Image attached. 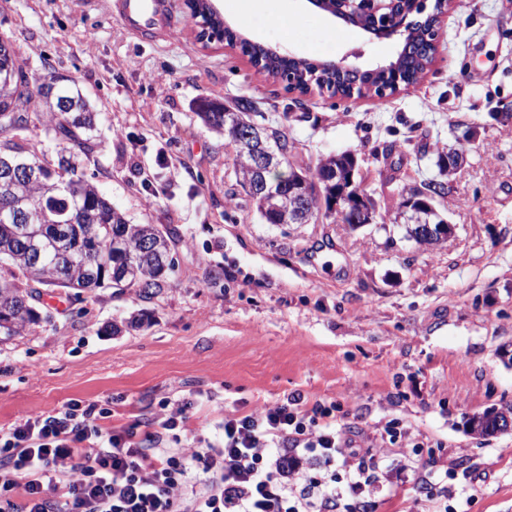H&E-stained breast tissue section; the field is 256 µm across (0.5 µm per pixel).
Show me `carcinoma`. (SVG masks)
<instances>
[{"label": "carcinoma", "mask_w": 512, "mask_h": 512, "mask_svg": "<svg viewBox=\"0 0 512 512\" xmlns=\"http://www.w3.org/2000/svg\"><path fill=\"white\" fill-rule=\"evenodd\" d=\"M435 18L410 31L406 37L410 51L396 58V69L364 73L360 84L366 93L380 100L391 95L393 73L412 85L418 82L436 51ZM224 40L239 46L260 74L279 78L285 88L303 89V80H315L326 86L332 96L358 98L361 89L351 91L347 78L328 72L329 63L310 58H284L267 48L241 37L231 27L222 28ZM30 76L15 57L11 43L0 37V135H23L41 127L45 136L58 146L57 162L51 164L44 153L33 147L20 157L14 154L19 144L10 139L0 143V159L20 161L29 166L33 176L15 179L0 166V337L21 336L37 325L41 316L31 301L40 297L37 286H56L91 292L98 288L130 289L140 297L151 299L163 287L170 269L173 234L155 224H131L112 207L97 184L86 178L82 163L94 152L97 142V113L66 78L54 82L56 99L68 104L65 111L52 107L42 99L41 87L28 90L26 101L12 99L17 86H29ZM208 111L200 113L212 129L224 131V114L237 112L258 116L254 103L238 99L231 106L207 103ZM273 143L282 144V170L288 172L289 185H303L310 205L320 217H329L322 205L336 195V185L324 181L325 172L333 168L346 170L356 162L350 152L319 159L308 173L297 171L289 157L293 144L279 129L271 131ZM238 179L251 175L252 159L234 151ZM419 196V204L434 201L448 192V183L431 180L418 186L404 185ZM499 411L475 415L468 424L478 427L476 434L492 435L504 430Z\"/></svg>", "instance_id": "carcinoma-1"}]
</instances>
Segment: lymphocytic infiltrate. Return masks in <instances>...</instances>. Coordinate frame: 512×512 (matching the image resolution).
Returning <instances> with one entry per match:
<instances>
[{
  "label": "lymphocytic infiltrate",
  "mask_w": 512,
  "mask_h": 512,
  "mask_svg": "<svg viewBox=\"0 0 512 512\" xmlns=\"http://www.w3.org/2000/svg\"><path fill=\"white\" fill-rule=\"evenodd\" d=\"M189 405L164 401L153 429H106L74 402L0 429V512H375L385 445L341 425L340 403L294 395L224 416V438L188 436Z\"/></svg>",
  "instance_id": "1"
}]
</instances>
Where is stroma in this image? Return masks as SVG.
Returning a JSON list of instances; mask_svg holds the SVG:
<instances>
[{
  "mask_svg": "<svg viewBox=\"0 0 512 512\" xmlns=\"http://www.w3.org/2000/svg\"><path fill=\"white\" fill-rule=\"evenodd\" d=\"M167 2L179 26L149 41L109 0H0V37L30 77L75 80L99 114L87 176L130 223L174 233L153 299L42 289L45 321L0 343V428L75 401L108 409L102 426L144 424L186 397L187 429L215 439L225 413L299 393L342 403L344 423L367 434L394 420L418 437L421 449H385L377 512H435L422 480L454 488L468 475L471 512H512V428L467 425L512 407V0H452L422 80L383 100L288 92L238 49L197 42L183 0ZM211 2L243 37L300 58L373 68L402 40L371 39L304 0L284 22ZM242 97L288 135L294 167L355 153L388 223L270 224L230 208L233 150L197 105ZM458 148L466 160L434 200L455 231L418 247L391 221L395 188L438 178V150ZM502 411L486 412L482 415H474L468 420L469 430L478 435H492L499 431H503L504 425L500 423L503 419ZM477 423L479 430H475L471 427L472 424Z\"/></svg>",
  "mask_w": 512,
  "mask_h": 512,
  "instance_id": "1",
  "label": "stroma"
}]
</instances>
